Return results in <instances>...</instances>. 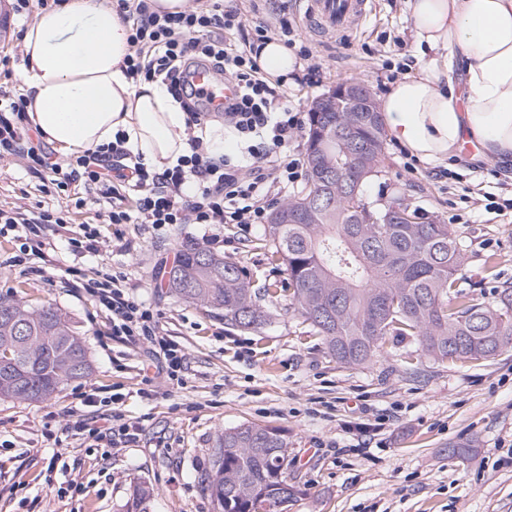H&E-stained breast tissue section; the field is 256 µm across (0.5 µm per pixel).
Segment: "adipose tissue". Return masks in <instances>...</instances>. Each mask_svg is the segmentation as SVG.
Returning <instances> with one entry per match:
<instances>
[{
  "mask_svg": "<svg viewBox=\"0 0 512 512\" xmlns=\"http://www.w3.org/2000/svg\"><path fill=\"white\" fill-rule=\"evenodd\" d=\"M406 7L421 64L383 97L390 138L432 166L467 141L481 158L511 160L512 0ZM129 33L112 0H65L37 14L22 37L28 118L61 156L111 144L122 132L126 148L161 172L186 153V114L162 84L125 74Z\"/></svg>",
  "mask_w": 512,
  "mask_h": 512,
  "instance_id": "1",
  "label": "adipose tissue"
}]
</instances>
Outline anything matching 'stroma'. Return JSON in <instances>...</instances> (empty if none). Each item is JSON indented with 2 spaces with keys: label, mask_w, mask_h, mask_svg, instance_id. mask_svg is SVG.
Here are the masks:
<instances>
[{
  "label": "stroma",
  "mask_w": 512,
  "mask_h": 512,
  "mask_svg": "<svg viewBox=\"0 0 512 512\" xmlns=\"http://www.w3.org/2000/svg\"><path fill=\"white\" fill-rule=\"evenodd\" d=\"M13 3L0 0V51L11 56L8 85L18 88L28 21ZM257 18L297 25V45L322 63L315 84L284 85L301 110L345 82H366L379 98L416 73L405 0H373L360 29L328 40L303 28L297 0H265ZM408 160L386 142L367 201L401 190L428 218L459 215L452 229L464 245V281L495 304L497 286L512 282V222L488 214L480 200L498 189L493 163L476 170L461 156L440 171L420 162L410 171ZM81 194L76 185L43 192L18 161L0 157L1 209L22 200L57 209L72 225L97 226L106 242L100 257L58 249L31 273L9 264L18 243L0 237V298L60 309L79 327L93 364L89 377L46 401L0 400V512H125L137 481L154 491L150 512H215L198 477L218 436L243 424L284 431L288 478L306 489L288 512H512V348L467 363L424 359L413 371L406 359L416 345L406 340L369 363L341 365L283 295L266 299L271 316L260 330L226 327L222 316L171 292L168 273L193 243L238 261L254 286L278 284L286 273L259 247L263 225L103 224L97 210L77 206ZM67 266L89 278L125 277L184 353L180 381L159 371L145 344L113 337L111 313L64 282ZM80 391L94 395L95 406H82ZM116 393L119 404L102 405ZM115 413L139 423L136 442L112 432L98 445L74 429L78 417L102 427ZM452 448L463 456H449Z\"/></svg>",
  "instance_id": "1"
}]
</instances>
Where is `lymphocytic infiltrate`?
I'll list each match as a JSON object with an SVG mask.
<instances>
[{"mask_svg":"<svg viewBox=\"0 0 512 512\" xmlns=\"http://www.w3.org/2000/svg\"><path fill=\"white\" fill-rule=\"evenodd\" d=\"M123 20L130 22V52L124 59L133 79L164 85L187 114L185 155L176 166L155 172L133 155L123 138L95 151H84L69 161L52 160L28 128L25 95L0 86V156L24 162L44 185L63 190L72 183L84 189L79 206H95L111 199L112 208L101 219L106 224H240L266 223L268 210L282 185L296 182L302 167L290 152L305 124L301 110L292 107L286 93L270 84L257 63V46L269 38L262 22L252 27L254 41L227 42L225 31L244 30L240 9H225L224 0H199L177 13L152 11L151 0H116ZM206 66L215 81L233 82L238 92L225 99L220 115L225 126L245 142L241 158L217 157L205 139L212 112L190 78ZM134 208H127V195ZM60 211H32L24 206L0 209V235L16 232L22 244L16 264L26 253H43L41 233L46 225L66 224ZM72 287L84 289L112 313V334L129 342H147L163 354L170 377L183 365L181 351L161 336L150 309L117 277L73 278Z\"/></svg>","mask_w":512,"mask_h":512,"instance_id":"1","label":"lymphocytic infiltrate"}]
</instances>
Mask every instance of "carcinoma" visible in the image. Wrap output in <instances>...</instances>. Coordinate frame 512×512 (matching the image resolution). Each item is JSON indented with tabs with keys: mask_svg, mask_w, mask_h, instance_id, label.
I'll list each match as a JSON object with an SVG mask.
<instances>
[{
	"mask_svg": "<svg viewBox=\"0 0 512 512\" xmlns=\"http://www.w3.org/2000/svg\"><path fill=\"white\" fill-rule=\"evenodd\" d=\"M385 149L379 112H311L305 183L265 227L270 258L282 263L292 305L342 365L372 360L389 341L412 339L434 362L489 359L512 343V283L498 301L461 289L463 249L449 225L427 219L406 199L369 205L364 187L378 175ZM405 217L385 220L393 205ZM302 210L294 224H277ZM172 292L224 312V324L256 331L268 321L259 303L267 288L251 286L236 261L198 245L186 247L169 271ZM92 364L78 327L50 306L0 300V399L39 402ZM283 431L241 426L224 431L211 467L199 476L216 512H287L304 494L288 482ZM153 490L133 485L126 512H150Z\"/></svg>",
	"mask_w": 512,
	"mask_h": 512,
	"instance_id": "obj_1",
	"label": "carcinoma"
}]
</instances>
